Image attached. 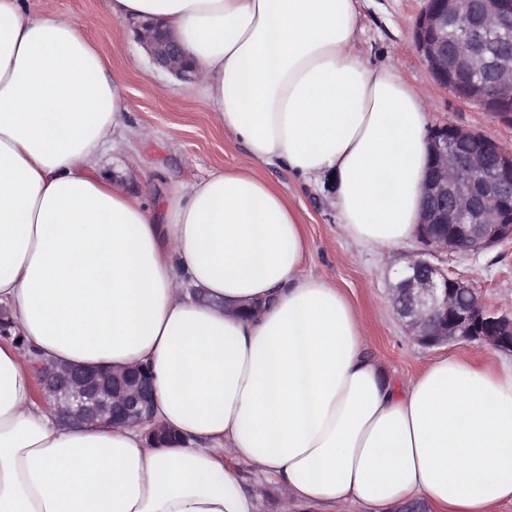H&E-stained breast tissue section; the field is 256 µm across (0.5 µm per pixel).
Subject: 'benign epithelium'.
Listing matches in <instances>:
<instances>
[{
  "instance_id": "1",
  "label": "benign epithelium",
  "mask_w": 512,
  "mask_h": 512,
  "mask_svg": "<svg viewBox=\"0 0 512 512\" xmlns=\"http://www.w3.org/2000/svg\"><path fill=\"white\" fill-rule=\"evenodd\" d=\"M461 25L465 37L448 51V27ZM512 29V0H426L413 28V46L433 80L459 99L488 109V99L473 88L465 94L448 74L478 75L485 84L512 81V53L500 47V33ZM135 37L152 62L179 79L199 78L171 35L153 24ZM432 171L424 184L423 209L416 227L420 249L395 271L389 301L405 332L425 347L487 344L512 354V310L492 309L472 283L448 273L432 258L439 254L478 253L512 240V152L485 135L453 125H437L428 137ZM467 295L476 303L462 306ZM39 394L57 406L63 422L82 426H150L154 393L147 368L134 366L104 373L96 367L36 365Z\"/></svg>"
}]
</instances>
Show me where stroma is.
Instances as JSON below:
<instances>
[{
  "instance_id": "obj_1",
  "label": "stroma",
  "mask_w": 512,
  "mask_h": 512,
  "mask_svg": "<svg viewBox=\"0 0 512 512\" xmlns=\"http://www.w3.org/2000/svg\"><path fill=\"white\" fill-rule=\"evenodd\" d=\"M424 4L361 0V44L367 59L374 66H393L406 80L427 88L428 126L472 129L512 151V126L440 87L415 52L412 29ZM26 6L35 16L66 14L86 22V36L123 80L131 124L153 131L134 150L104 155L101 166L106 172L135 190L138 171L145 168L159 190L168 191L220 170L253 167L288 197L302 218L308 246L303 273L328 278L343 290L362 315L372 355L391 378H409L439 358L471 353V346L462 344L419 345L406 335L390 307L387 288L393 271L418 249L417 240L391 250L350 248L335 210L327 205L328 186L306 185L282 165L252 163L244 144L214 124L196 84L174 79L155 66L135 38L134 23L115 20L107 0H26ZM435 262L469 279L490 306H512V242L478 254H441Z\"/></svg>"
}]
</instances>
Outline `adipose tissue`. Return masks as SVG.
Masks as SVG:
<instances>
[{
  "label": "adipose tissue",
  "mask_w": 512,
  "mask_h": 512,
  "mask_svg": "<svg viewBox=\"0 0 512 512\" xmlns=\"http://www.w3.org/2000/svg\"><path fill=\"white\" fill-rule=\"evenodd\" d=\"M167 29L214 123L305 183L355 248L415 235L428 168L425 90L364 59L359 0H109ZM82 25L0 0V512H259L237 463L287 512L357 502L493 512L512 502V366L447 356L392 381L362 321L300 275L303 224L249 169L156 197L98 167L148 138ZM201 288L196 299L188 286ZM147 366L177 434L65 425L36 363Z\"/></svg>",
  "instance_id": "obj_1"
}]
</instances>
